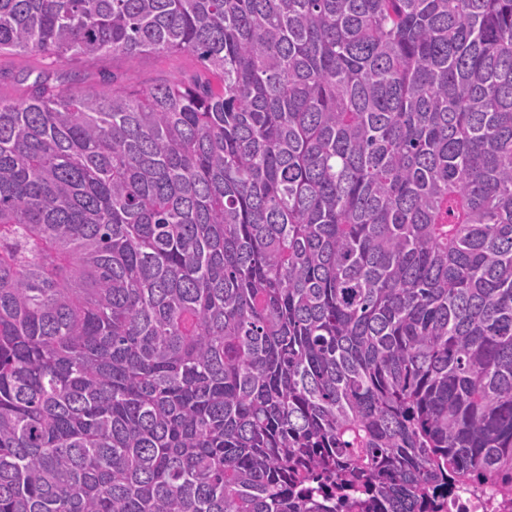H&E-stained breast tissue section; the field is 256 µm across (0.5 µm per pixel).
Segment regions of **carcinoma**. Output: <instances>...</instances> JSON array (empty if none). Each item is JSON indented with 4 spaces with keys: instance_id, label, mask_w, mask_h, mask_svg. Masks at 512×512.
Wrapping results in <instances>:
<instances>
[{
    "instance_id": "cac0c4a2",
    "label": "carcinoma",
    "mask_w": 512,
    "mask_h": 512,
    "mask_svg": "<svg viewBox=\"0 0 512 512\" xmlns=\"http://www.w3.org/2000/svg\"><path fill=\"white\" fill-rule=\"evenodd\" d=\"M3 52L212 78L0 98V512L512 494V0H0Z\"/></svg>"
}]
</instances>
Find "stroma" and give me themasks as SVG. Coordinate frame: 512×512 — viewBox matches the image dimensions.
<instances>
[{
	"label": "stroma",
	"mask_w": 512,
	"mask_h": 512,
	"mask_svg": "<svg viewBox=\"0 0 512 512\" xmlns=\"http://www.w3.org/2000/svg\"><path fill=\"white\" fill-rule=\"evenodd\" d=\"M202 74L189 52L148 53L131 59L104 53L59 65L40 53L0 56V98H28L36 80L80 93L86 90H136L158 83H189Z\"/></svg>",
	"instance_id": "stroma-1"
}]
</instances>
